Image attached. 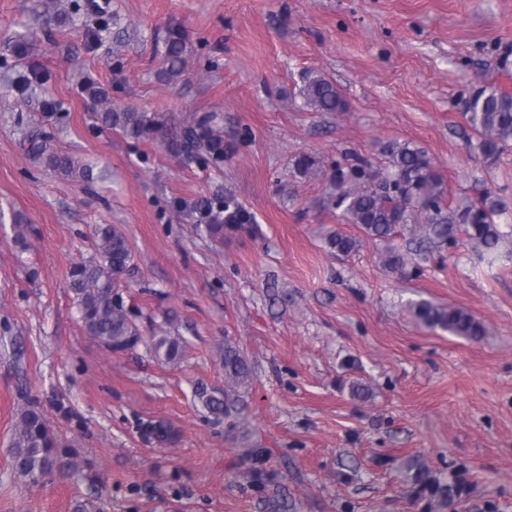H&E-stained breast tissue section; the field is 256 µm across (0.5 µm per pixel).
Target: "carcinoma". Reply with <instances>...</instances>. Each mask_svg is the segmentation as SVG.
Instances as JSON below:
<instances>
[{"mask_svg":"<svg viewBox=\"0 0 512 512\" xmlns=\"http://www.w3.org/2000/svg\"><path fill=\"white\" fill-rule=\"evenodd\" d=\"M163 73L169 80L183 76L187 66L186 40L181 32L168 34L161 51ZM41 75L30 70L18 74L15 89L20 94L35 90ZM86 92L100 107L97 120L102 128L139 140L155 133L159 121L147 112L133 108L122 111L110 107L108 93L100 86L90 85ZM464 119L476 136L475 149L487 164L498 161L512 143V93L495 84L479 80L469 89ZM303 105L313 112H345L347 102L340 88L326 77L308 73L299 88ZM169 152L185 156L215 169L224 166L225 158L235 144L224 140V124L217 112H207L186 126L179 138L167 142ZM26 153L39 157L62 176L76 173L72 156L53 152L37 135L23 141ZM384 161L351 156L345 162L331 165L332 191L328 203L342 210L350 224L362 227L371 240L388 243L384 265L394 274L408 275L407 267L419 270L420 261L413 262L393 244L397 234L406 231L412 239L429 245L418 251L421 261L429 255L457 245L462 234L486 253L493 252L502 237L498 219L508 206L491 192L452 205L446 201L444 176L421 147L405 142H389L381 147ZM196 227L205 236L222 242L224 233L239 232L255 223L254 214L234 194L224 193L203 199L194 206ZM327 246L338 255L358 250L361 240L336 232L327 238ZM95 256L73 264L69 272V288L86 335L111 354L131 350L140 343L162 364L180 360L184 340L160 329L144 339L136 323L138 312L126 305L124 277L135 266L134 256L124 232L113 224H99L94 232ZM414 316L432 330L447 331L471 342L480 341L486 329L471 313L452 307L434 306L428 302L411 305ZM221 359L224 367V389H201L198 401L208 414L224 421L232 434L241 425L239 389L251 383L253 369L247 355L229 339H224ZM140 435L150 444L169 445L176 441L173 427L163 421L141 425ZM268 450L258 445L245 450L243 459L251 462L253 481L262 483L266 476L263 464ZM12 470L17 477L39 483L54 476L67 477L92 471L91 463L78 459L76 451L62 445L48 425L44 410L32 403L24 407L15 425L12 444ZM415 498L427 501L430 512H443L460 505L468 494L461 475L455 472H434L419 461L406 467Z\"/></svg>","mask_w":512,"mask_h":512,"instance_id":"cac0c4a2","label":"carcinoma"}]
</instances>
